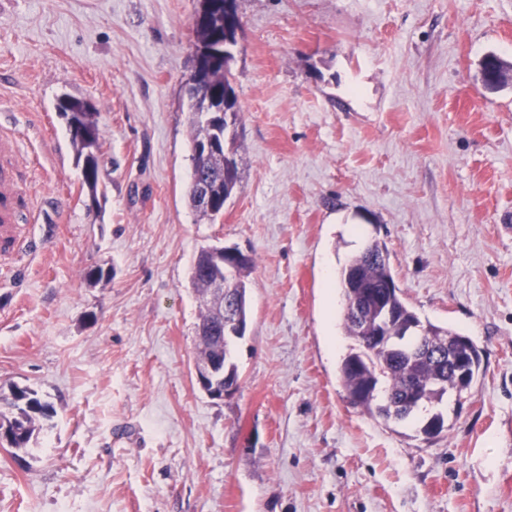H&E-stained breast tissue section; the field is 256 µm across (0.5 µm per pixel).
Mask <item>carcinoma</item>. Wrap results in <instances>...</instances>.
Here are the masks:
<instances>
[{
	"mask_svg": "<svg viewBox=\"0 0 512 512\" xmlns=\"http://www.w3.org/2000/svg\"><path fill=\"white\" fill-rule=\"evenodd\" d=\"M195 48L208 49L226 41L224 14H213L208 22L194 29ZM508 66L498 61L491 66L490 80L485 85L491 88L506 83ZM204 76L212 86L224 93L235 91L233 71L224 68V59L208 64ZM191 110L192 147H197L207 135L209 128L197 120L198 104L193 95H188ZM71 130V143L78 159L83 161L84 182L96 193L99 184L97 153L101 148L100 129L91 106L75 97L64 96L57 105ZM219 185V200L207 209L197 204L199 182ZM239 183V169H224V155L212 157L206 164L192 165L188 200L202 218L214 221L224 214V201L231 198ZM252 263L244 264L227 272L224 265L213 261L210 250L199 253V261L192 268L195 288L205 289L218 278L224 280L227 294L237 299V314L247 319L246 277ZM359 279L372 287L373 296L359 301L363 317L373 323L381 321L386 331L397 339L390 345L378 346L370 336H360L355 330V321L349 304L357 289L354 280ZM339 285L345 306L343 328L354 341V347L346 354L340 365V382L350 403L368 414H377L386 421L396 423L414 419L420 409L432 404H441L448 396V389L455 386V377L448 368V340L459 333L448 328L422 323L399 294L389 263L386 248L373 242L354 256L341 270ZM197 328L208 336H222L221 318L204 310ZM430 348V354L417 353L419 343ZM469 358L472 363L470 379L463 391L472 388L481 373V355L474 343H469ZM52 407L43 401L38 392L28 386H13L10 394L0 393V428L6 426L12 434L9 448L25 450L35 432L41 429V421L51 417ZM445 427L442 414L435 413L420 427L428 436L441 434Z\"/></svg>",
	"mask_w": 512,
	"mask_h": 512,
	"instance_id": "1",
	"label": "carcinoma"
}]
</instances>
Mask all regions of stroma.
I'll return each mask as SVG.
<instances>
[{"instance_id": "stroma-1", "label": "stroma", "mask_w": 512, "mask_h": 512, "mask_svg": "<svg viewBox=\"0 0 512 512\" xmlns=\"http://www.w3.org/2000/svg\"><path fill=\"white\" fill-rule=\"evenodd\" d=\"M240 181L186 197L197 0H0V126L42 217L0 230V391L54 408L0 447V512H512V0H239ZM96 113L100 185L63 95ZM385 245L406 303L482 352L427 437L350 405L340 271ZM255 260L223 400L196 385L201 248ZM103 269L89 282L85 274Z\"/></svg>"}]
</instances>
